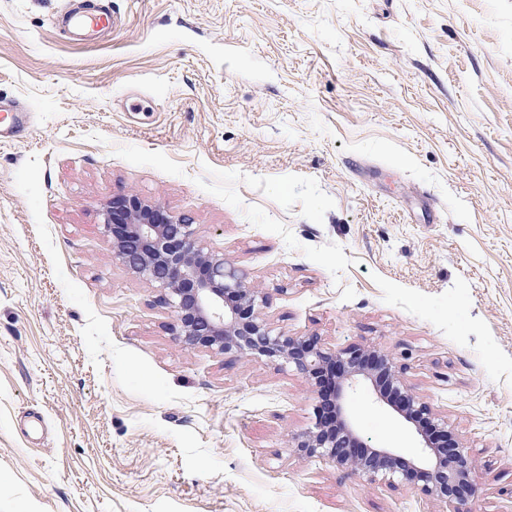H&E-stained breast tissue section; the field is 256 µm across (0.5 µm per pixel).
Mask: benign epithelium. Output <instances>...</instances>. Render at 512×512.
<instances>
[{
    "label": "benign epithelium",
    "mask_w": 512,
    "mask_h": 512,
    "mask_svg": "<svg viewBox=\"0 0 512 512\" xmlns=\"http://www.w3.org/2000/svg\"><path fill=\"white\" fill-rule=\"evenodd\" d=\"M103 228L112 255L131 274L165 291L183 347L282 362L311 383L317 392L314 425L292 437L300 453L327 457L370 482L399 479L448 505V512H473L477 489L471 456L451 437L448 423L402 383L389 354L359 345L336 351L317 336L274 332L257 310L259 292L241 269L204 246L184 219L135 194L105 205ZM361 380L414 427L416 459L360 441L345 397Z\"/></svg>",
    "instance_id": "obj_1"
}]
</instances>
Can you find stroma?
Wrapping results in <instances>:
<instances>
[{"instance_id": "35a3bbf8", "label": "stroma", "mask_w": 512, "mask_h": 512, "mask_svg": "<svg viewBox=\"0 0 512 512\" xmlns=\"http://www.w3.org/2000/svg\"><path fill=\"white\" fill-rule=\"evenodd\" d=\"M0 0V512H448L291 438L282 363L183 349L112 256L136 193L242 269L261 316L392 355L512 512V0ZM370 448L417 452L357 384ZM67 24L73 30L83 35L86 40H92L110 33L114 19L108 9L101 8L70 15L67 17ZM29 116L13 106L0 104V143H9L27 128Z\"/></svg>"}]
</instances>
